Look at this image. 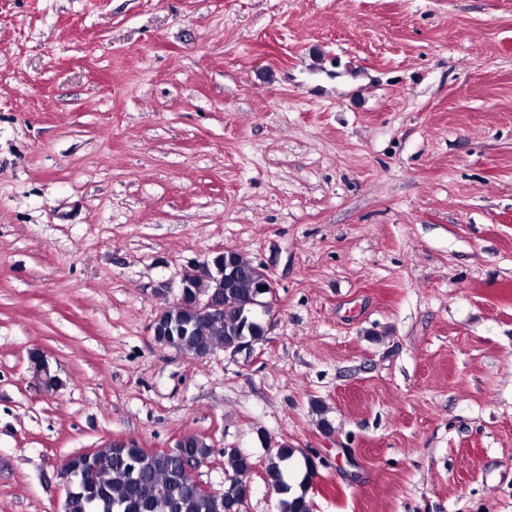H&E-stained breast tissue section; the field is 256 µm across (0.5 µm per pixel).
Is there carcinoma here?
<instances>
[{"label":"carcinoma","instance_id":"cac0c4a2","mask_svg":"<svg viewBox=\"0 0 512 512\" xmlns=\"http://www.w3.org/2000/svg\"><path fill=\"white\" fill-rule=\"evenodd\" d=\"M224 273L235 277V287L226 290L212 278H198L193 293L224 295V319L210 321L199 315L194 300L165 313V319L183 326L189 336H160L157 341L189 354L199 347L235 352L245 340L256 345L265 341L263 321L256 314L261 299L262 277L254 264L237 256L234 265H224ZM297 449L284 443L268 457L266 474L281 495V512H312L308 497L314 463L303 457L296 461ZM214 454L207 440L192 437L183 455L146 451L135 442L126 448L107 443L89 455L70 456L75 483L68 498V512H244L240 492L252 460L237 448L222 450L225 471L224 508L213 497L203 495L183 476V458L206 461Z\"/></svg>","mask_w":512,"mask_h":512}]
</instances>
